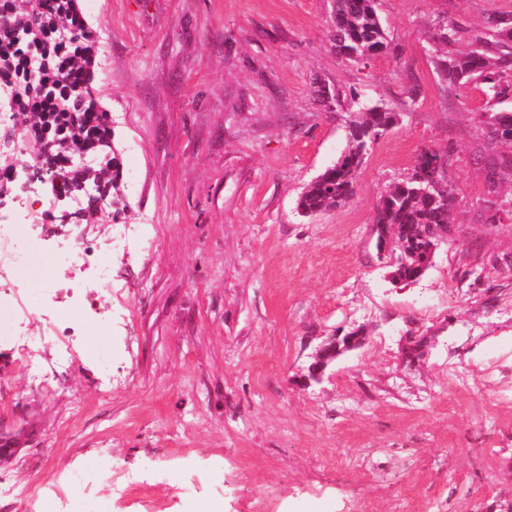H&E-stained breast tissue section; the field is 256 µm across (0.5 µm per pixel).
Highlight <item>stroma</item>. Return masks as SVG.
Listing matches in <instances>:
<instances>
[{
    "label": "stroma",
    "mask_w": 512,
    "mask_h": 512,
    "mask_svg": "<svg viewBox=\"0 0 512 512\" xmlns=\"http://www.w3.org/2000/svg\"><path fill=\"white\" fill-rule=\"evenodd\" d=\"M79 5L125 206L66 226L49 195L27 207L40 231L0 317V512H63L70 476L105 452L91 493L112 512H512V224L482 218L486 102L448 91L430 55L436 21L481 30L512 0H378L391 49L365 67L333 50L331 0ZM353 91L401 119L348 204L301 217ZM427 150L454 156L456 234L393 284L375 203ZM116 224L127 244L98 293L111 321L50 309L65 243L106 246ZM359 326L365 345L304 386L321 338Z\"/></svg>",
    "instance_id": "stroma-1"
}]
</instances>
